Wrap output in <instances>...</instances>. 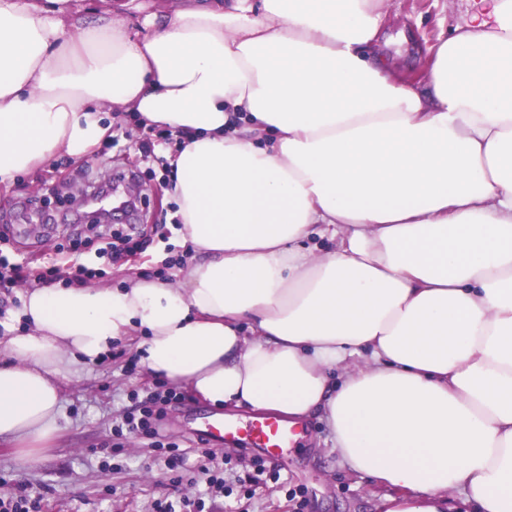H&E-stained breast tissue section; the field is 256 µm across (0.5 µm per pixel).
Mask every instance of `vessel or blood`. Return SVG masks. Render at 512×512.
<instances>
[{
  "label": "vessel or blood",
  "instance_id": "vessel-or-blood-1",
  "mask_svg": "<svg viewBox=\"0 0 512 512\" xmlns=\"http://www.w3.org/2000/svg\"><path fill=\"white\" fill-rule=\"evenodd\" d=\"M197 434L225 444H237L245 439L252 447L264 449L267 455L272 457L280 449L292 445L301 436L302 431L274 418H256L240 424L210 415L201 418Z\"/></svg>",
  "mask_w": 512,
  "mask_h": 512
}]
</instances>
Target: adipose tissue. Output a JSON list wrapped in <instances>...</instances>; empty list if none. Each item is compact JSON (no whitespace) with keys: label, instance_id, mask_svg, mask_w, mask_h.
I'll list each match as a JSON object with an SVG mask.
<instances>
[{"label":"adipose tissue","instance_id":"adipose-tissue-1","mask_svg":"<svg viewBox=\"0 0 512 512\" xmlns=\"http://www.w3.org/2000/svg\"><path fill=\"white\" fill-rule=\"evenodd\" d=\"M484 2L421 86L375 0H167L138 32L131 0H0V187L127 116L167 136L183 247L173 282L18 291L0 445L36 465L122 341L215 408L323 415L387 512H512V0Z\"/></svg>","mask_w":512,"mask_h":512}]
</instances>
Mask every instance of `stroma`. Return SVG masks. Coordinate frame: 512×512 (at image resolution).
<instances>
[{
  "instance_id": "stroma-1",
  "label": "stroma",
  "mask_w": 512,
  "mask_h": 512,
  "mask_svg": "<svg viewBox=\"0 0 512 512\" xmlns=\"http://www.w3.org/2000/svg\"><path fill=\"white\" fill-rule=\"evenodd\" d=\"M481 7L480 0H381L383 27L376 50L402 81L422 83L431 63L430 47ZM147 137L144 130L115 127L100 155L101 167L61 161L18 178L9 189L1 188L0 256L26 260L34 270L45 258H53L60 268L55 282L62 286L72 275L75 258L90 270L92 280L115 285L127 274L174 277L180 226L172 217L174 202L163 197L170 172L162 164L145 162L141 144ZM116 170L136 172L140 183L150 188L139 206L142 254L115 261L108 244L86 232L84 225L63 219L39 241L17 236L15 227L24 223L26 210L40 206L36 187H95ZM113 353L112 360L87 369L70 387L66 429L35 466H22L13 449L0 447V498H10L24 485L40 496L39 512H155L156 503L166 498L186 501L188 512H384L385 488L343 463L325 420L315 417L307 422L304 442L284 449L274 461L280 472L276 480L256 471L257 450L210 443L209 465L224 472V492L216 497L204 494L196 458L169 467L151 441L142 438L126 439L122 448H115L113 424L153 383L130 368L126 344ZM214 412V407L185 395L167 405L158 429L190 448L196 441L194 419ZM293 490L302 492L304 505L291 500Z\"/></svg>"
}]
</instances>
